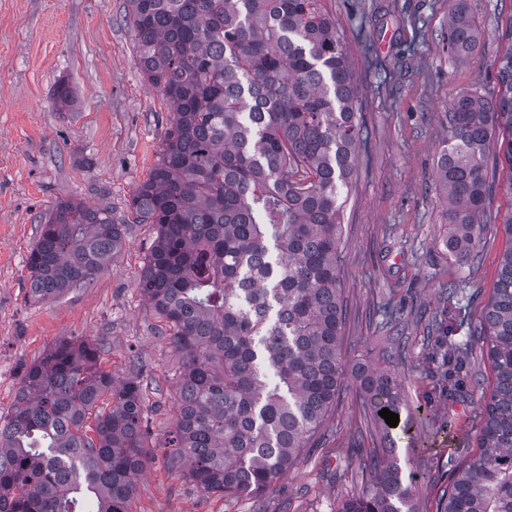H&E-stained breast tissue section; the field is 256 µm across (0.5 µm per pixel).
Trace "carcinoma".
<instances>
[{
	"label": "carcinoma",
	"instance_id": "obj_1",
	"mask_svg": "<svg viewBox=\"0 0 512 512\" xmlns=\"http://www.w3.org/2000/svg\"><path fill=\"white\" fill-rule=\"evenodd\" d=\"M317 0H127L136 63L171 105L160 158L132 200L156 236L138 288L182 354L173 466L207 494L260 498L326 432L347 371L340 269L344 200L359 139L346 56ZM479 28L452 0L448 47L471 54ZM499 89L459 95L438 179L449 246L465 264L493 191L512 193V49ZM75 103L58 83L53 104ZM493 293L471 336L494 382L479 451L448 485L443 512H512V212ZM105 208L55 203L29 252V292L44 300L90 284L123 248ZM104 345L62 340L23 371L0 416V512H128L146 466L143 380L99 367ZM383 448L363 463L362 495L337 512H416L379 415L407 407L391 373L356 364ZM112 407H102L105 399Z\"/></svg>",
	"mask_w": 512,
	"mask_h": 512
}]
</instances>
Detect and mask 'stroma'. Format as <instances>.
Returning a JSON list of instances; mask_svg holds the SVG:
<instances>
[{
	"label": "stroma",
	"instance_id": "obj_1",
	"mask_svg": "<svg viewBox=\"0 0 512 512\" xmlns=\"http://www.w3.org/2000/svg\"><path fill=\"white\" fill-rule=\"evenodd\" d=\"M346 53L360 114L355 173L344 205L341 283L350 362L390 370L410 407L395 453L414 472L420 512H441L464 455L475 454L492 372L473 343L492 292L512 211L505 173L481 215L474 258L448 245V203L437 179L447 112L463 93L497 90L512 45V0H468L480 41L467 61L449 51V0H318ZM126 0H0V415L21 367L60 340H104L115 382L141 368L149 462L129 512H335L364 489L360 465L380 436L346 379L329 436L260 501L209 495L170 464L181 356L138 287L154 238L132 221L137 184L156 164L170 106L138 68ZM77 98L56 109L58 81ZM76 200L111 211L124 246L88 286L34 301L26 259L46 210ZM453 321L465 375L448 388L441 322Z\"/></svg>",
	"mask_w": 512,
	"mask_h": 512
}]
</instances>
